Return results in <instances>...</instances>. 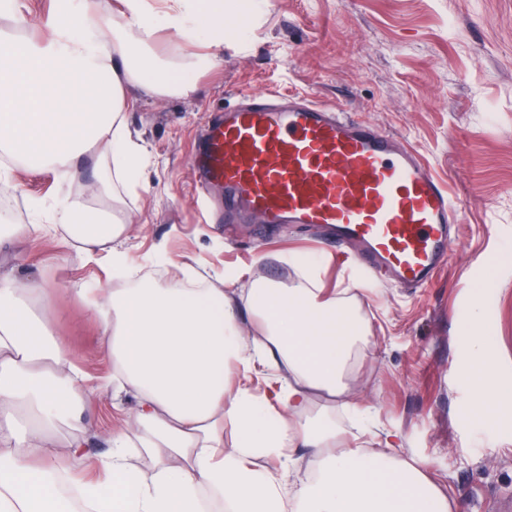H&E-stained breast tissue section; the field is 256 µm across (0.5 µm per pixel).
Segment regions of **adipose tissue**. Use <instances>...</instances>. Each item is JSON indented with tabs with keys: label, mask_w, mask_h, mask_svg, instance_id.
<instances>
[{
	"label": "adipose tissue",
	"mask_w": 512,
	"mask_h": 512,
	"mask_svg": "<svg viewBox=\"0 0 512 512\" xmlns=\"http://www.w3.org/2000/svg\"><path fill=\"white\" fill-rule=\"evenodd\" d=\"M119 0L116 19H76L72 0H54L47 35L13 42L0 52V153L11 179L29 160L80 179L87 147L111 156V177H98L100 205L83 198H31V221L8 230L22 238L62 227L87 260L106 253L125 287H101L91 309L105 326L103 350L116 375L117 394L132 396L131 413L110 433L111 451L99 462L101 479L82 478L85 454L70 437L68 454L45 447L49 435L71 426L88 388L77 369H65L67 348L48 336L51 317L35 289L0 280V512H448V499L422 462L402 461L399 437L380 434L378 449L340 447L333 416L314 410L313 397H344L343 381L360 350L363 327L345 300L326 293L316 261L289 256L301 275L288 283L257 280L249 314L266 341L250 345L233 297L220 288H189L186 266L167 259L163 282L137 280L115 239L124 232L123 201L110 195L117 179L128 193L146 190L140 175L145 148L128 126L125 91L157 97L194 87L195 63L178 68L152 54L162 33L190 43L224 44V16L238 0ZM468 331L481 368L475 410L512 393L489 359L493 342L483 328V294ZM235 367V383L224 372ZM270 370L268 389L282 405L268 410L255 397L250 375ZM238 425L235 448L224 447V421ZM151 462V476L128 463L130 449ZM307 449L310 479L256 468L261 456Z\"/></svg>",
	"instance_id": "obj_1"
}]
</instances>
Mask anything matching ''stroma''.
Here are the masks:
<instances>
[{
  "label": "stroma",
  "mask_w": 512,
  "mask_h": 512,
  "mask_svg": "<svg viewBox=\"0 0 512 512\" xmlns=\"http://www.w3.org/2000/svg\"><path fill=\"white\" fill-rule=\"evenodd\" d=\"M230 26L218 67L200 69L186 95L127 93L128 124L145 144L148 190L124 196V248L150 273L172 256L225 292L247 295L256 279L289 281L292 253L319 254L312 230L240 218L224 238V211L195 203L192 156L209 117L239 93H299L367 121L416 148L460 203L459 232L436 282L416 293L352 287L365 335L346 380L351 402L370 408L359 433L334 410L346 439L377 447V431L400 436L399 459L418 458L452 512H487L489 496H512V399L473 409L469 361L472 287L489 280L484 322L498 379L512 386V0H262ZM70 183L51 171L17 170L0 194L52 198ZM0 271L34 284L54 314L50 335L92 389L73 432L93 460L110 451L112 363L104 327L85 292L116 277L108 259L86 262L60 229L0 247Z\"/></svg>",
  "instance_id": "1"
}]
</instances>
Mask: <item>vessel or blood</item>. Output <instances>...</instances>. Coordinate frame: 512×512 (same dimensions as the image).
Listing matches in <instances>:
<instances>
[{"mask_svg": "<svg viewBox=\"0 0 512 512\" xmlns=\"http://www.w3.org/2000/svg\"><path fill=\"white\" fill-rule=\"evenodd\" d=\"M224 208L266 224L321 225L359 244L366 271L430 287L447 263L456 199L412 146L305 96L253 93L212 122L195 159Z\"/></svg>", "mask_w": 512, "mask_h": 512, "instance_id": "1", "label": "vessel or blood"}]
</instances>
